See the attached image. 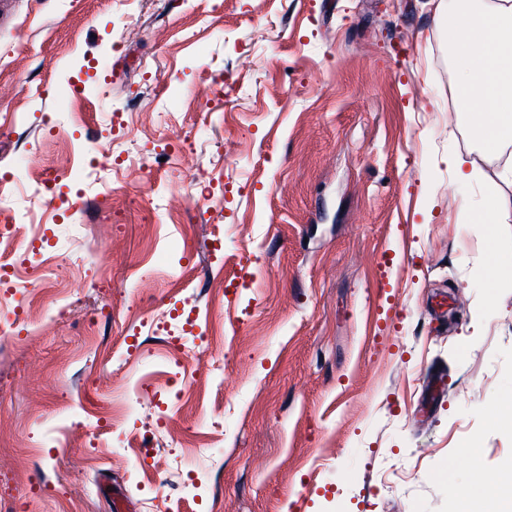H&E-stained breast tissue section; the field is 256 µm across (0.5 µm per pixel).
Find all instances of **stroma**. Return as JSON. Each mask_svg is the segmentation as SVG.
<instances>
[{
    "instance_id": "stroma-1",
    "label": "stroma",
    "mask_w": 512,
    "mask_h": 512,
    "mask_svg": "<svg viewBox=\"0 0 512 512\" xmlns=\"http://www.w3.org/2000/svg\"><path fill=\"white\" fill-rule=\"evenodd\" d=\"M458 53L430 0H0V180L58 173L15 234L64 267L0 308L26 339L0 356V512L501 494L512 183L451 99ZM87 393L149 453L92 447Z\"/></svg>"
}]
</instances>
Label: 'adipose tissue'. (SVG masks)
Instances as JSON below:
<instances>
[{"instance_id":"adipose-tissue-1","label":"adipose tissue","mask_w":512,"mask_h":512,"mask_svg":"<svg viewBox=\"0 0 512 512\" xmlns=\"http://www.w3.org/2000/svg\"><path fill=\"white\" fill-rule=\"evenodd\" d=\"M451 43L461 46L460 99L476 140L487 153L503 157L499 176L512 182V0H498L466 23L449 19Z\"/></svg>"}]
</instances>
